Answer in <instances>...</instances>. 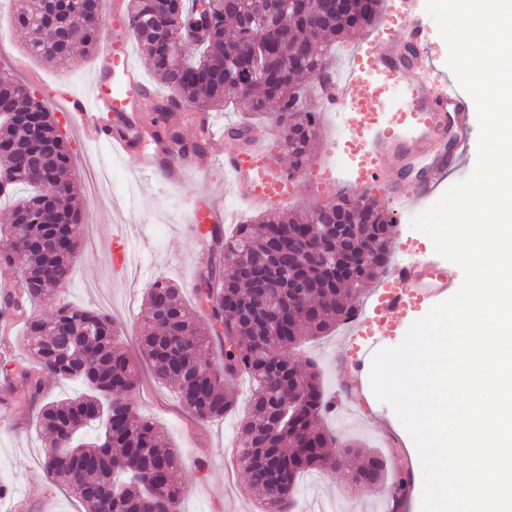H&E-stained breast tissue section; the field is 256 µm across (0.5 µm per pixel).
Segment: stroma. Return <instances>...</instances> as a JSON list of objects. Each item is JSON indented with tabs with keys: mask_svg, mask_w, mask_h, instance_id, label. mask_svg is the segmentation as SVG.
<instances>
[{
	"mask_svg": "<svg viewBox=\"0 0 512 512\" xmlns=\"http://www.w3.org/2000/svg\"><path fill=\"white\" fill-rule=\"evenodd\" d=\"M97 61L96 52L74 48L64 64L48 63L30 55L24 36L16 31L8 0H0V68L15 74L42 97H51L60 86L73 92L88 91ZM61 131L73 150V166L80 195L76 201L83 212L80 237L81 258L65 294L73 304L108 312L128 351H135V338L142 328L145 294L159 278L173 280L186 296H193L198 269L207 261L197 243V225L188 223L189 212L208 215L211 209H229L239 224L265 213L233 188L222 166H213L205 179L186 177L177 183L140 172L126 157L107 145L80 138L70 126L67 112H58ZM344 144L336 116L321 115L320 134L305 165L314 178L298 184L284 200L281 210L313 208L337 199L350 189L349 166H337L325 175L328 163L342 155ZM378 201L395 219V241L411 242L434 259L448 274L450 292H457L463 271L437 256L432 240L411 225L412 212L396 210L386 196ZM123 230L129 240L126 267L112 265V236ZM349 334L339 327L331 335L305 343L297 363L314 360L328 396L336 410L327 418L339 442L355 441L379 451L387 460L389 473L408 479L404 512H422L423 472L411 465L408 452L415 444L394 410L376 399L372 390L361 396L351 391ZM9 383L0 377V483L8 488L0 497V512H84L82 504L43 469L46 439L34 409L16 404ZM131 406L156 421L169 445L184 461L177 480L185 496L180 512H258V501L248 488L247 476L236 461L238 413L212 422L193 420L173 392L152 377H145L139 392L130 397ZM205 461L198 470L196 461ZM293 512H392L386 494L366 490L343 476L322 471L304 474L298 481Z\"/></svg>",
	"mask_w": 512,
	"mask_h": 512,
	"instance_id": "35a3bbf8",
	"label": "stroma"
}]
</instances>
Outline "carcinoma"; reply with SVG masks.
<instances>
[{
	"label": "carcinoma",
	"mask_w": 512,
	"mask_h": 512,
	"mask_svg": "<svg viewBox=\"0 0 512 512\" xmlns=\"http://www.w3.org/2000/svg\"><path fill=\"white\" fill-rule=\"evenodd\" d=\"M383 0H242L230 10L216 0L206 17L195 0H129L127 27L145 47L156 76L183 105L195 112L241 105L255 114L272 113L292 125L282 147L299 171L318 135L319 111L306 94L331 68L328 47L365 35L381 17ZM105 24L88 0H15V25L28 35V52L58 63L71 48L56 36L67 30L92 51ZM265 43L264 63L253 47ZM184 44L195 55L181 53ZM0 196L16 188L0 224V266L16 273L14 288L0 292V321L20 320L32 366L0 368L16 382L13 394L38 408V424L49 445L43 468L61 482L86 512H179L183 486L173 474L183 460L168 446L161 428L136 411L128 396L140 386L139 369L117 342L114 322L101 312L69 302L55 305L50 318L36 307L59 296L80 258L72 150L59 119L25 83L0 72ZM154 141L169 157L190 161L205 144L186 141L167 126L162 101L151 104ZM36 156L39 169L23 163ZM368 222L350 227L353 214ZM394 218L366 193L340 202L292 211H269L224 235L207 229L214 242L196 285L194 304L179 288L157 279L148 288L139 350L152 376L170 387L183 408L200 421L224 417L236 408L233 379L246 373L254 388L240 422L237 460L261 499L260 512H287L296 481L310 470L340 473L343 461L331 456L336 436L324 426L329 409L315 365L305 370L292 357L296 345L346 324L352 295L385 272L393 249ZM347 254L345 278L324 256ZM284 285L303 279L302 299L283 291L280 320L271 314L253 276ZM239 317L224 321V302ZM220 345L215 364L214 343ZM77 383L71 397L43 399L44 377ZM359 466L351 481L371 477L370 489L400 499L407 480H386L384 458L359 446Z\"/></svg>",
	"instance_id": "carcinoma-1"
}]
</instances>
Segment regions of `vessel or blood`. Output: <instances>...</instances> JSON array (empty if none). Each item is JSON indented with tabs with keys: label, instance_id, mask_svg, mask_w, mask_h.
Here are the masks:
<instances>
[{
	"label": "vessel or blood",
	"instance_id": "b4317fda",
	"mask_svg": "<svg viewBox=\"0 0 512 512\" xmlns=\"http://www.w3.org/2000/svg\"><path fill=\"white\" fill-rule=\"evenodd\" d=\"M414 0H395L389 27L377 36L364 39L335 79L319 85L317 98L329 110L351 106L364 111L383 109L379 121L361 119L347 124V145L351 150L355 189L379 188L398 206L412 208L430 196L448 178V163L438 148L445 142L449 121H456L462 135H469V104L462 91L454 88L436 71L426 45V31L413 15ZM385 74L404 91L399 104L382 106L377 86L368 73ZM148 89L138 63L124 38L103 44L91 86L84 95L58 92L51 103H64L82 136L109 145L112 150L132 155L137 167L146 173H160L163 179L182 178L185 167L174 162L158 170V158L140 153L145 141L141 109ZM383 131L371 137L373 124ZM421 129L427 134L425 150L434 152L426 178L412 186L402 185L396 170L407 149L401 137L405 131ZM204 153L196 160V173L219 161L235 183L251 199L262 205H279L289 193V184L262 151L253 146L244 151H226L211 131H204ZM445 274L420 263L414 252L402 251L389 277L376 292L369 314L353 319L349 334L357 341L355 365L369 361L398 318L425 305L433 296L445 293Z\"/></svg>",
	"mask_w": 512,
	"mask_h": 512
}]
</instances>
